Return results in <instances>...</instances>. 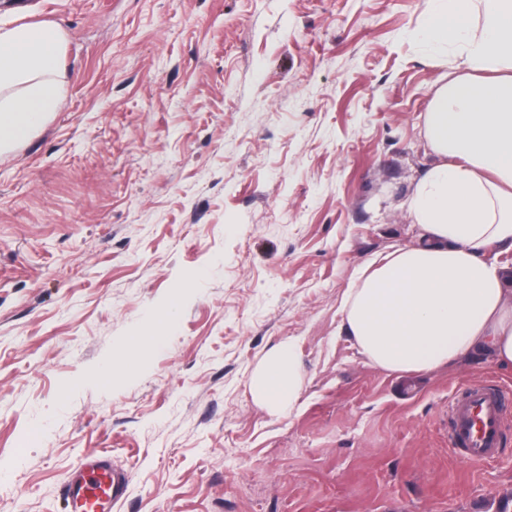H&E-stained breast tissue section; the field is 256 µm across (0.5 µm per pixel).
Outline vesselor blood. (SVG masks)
I'll return each mask as SVG.
<instances>
[{"label": "vessel or blood", "instance_id": "b4317fda", "mask_svg": "<svg viewBox=\"0 0 512 512\" xmlns=\"http://www.w3.org/2000/svg\"><path fill=\"white\" fill-rule=\"evenodd\" d=\"M512 408V393L490 383H474L449 409V444L470 464L496 458L503 444L502 421ZM129 483L126 472L114 469L107 456L84 455L67 480V512H112Z\"/></svg>", "mask_w": 512, "mask_h": 512}]
</instances>
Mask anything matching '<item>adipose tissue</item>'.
<instances>
[{"label":"adipose tissue","instance_id":"1","mask_svg":"<svg viewBox=\"0 0 512 512\" xmlns=\"http://www.w3.org/2000/svg\"><path fill=\"white\" fill-rule=\"evenodd\" d=\"M477 28H470L471 16ZM425 35L454 46L464 73L440 87L424 116L433 162L407 203L420 228L411 246L373 257L345 291L341 329L371 364L429 373L486 359L512 369V0H430ZM62 36L46 24H0V151L27 141L64 87ZM273 412L299 396L292 343L251 375Z\"/></svg>","mask_w":512,"mask_h":512}]
</instances>
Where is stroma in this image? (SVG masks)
<instances>
[{"label": "stroma", "mask_w": 512, "mask_h": 512, "mask_svg": "<svg viewBox=\"0 0 512 512\" xmlns=\"http://www.w3.org/2000/svg\"><path fill=\"white\" fill-rule=\"evenodd\" d=\"M428 0H0L60 30L64 94L0 154V512H66L95 449L113 512H498L448 446L481 360L390 373L339 329L374 255L412 244L423 132L460 76ZM292 342L295 405L249 378ZM108 369V379L95 371Z\"/></svg>", "instance_id": "35a3bbf8"}]
</instances>
